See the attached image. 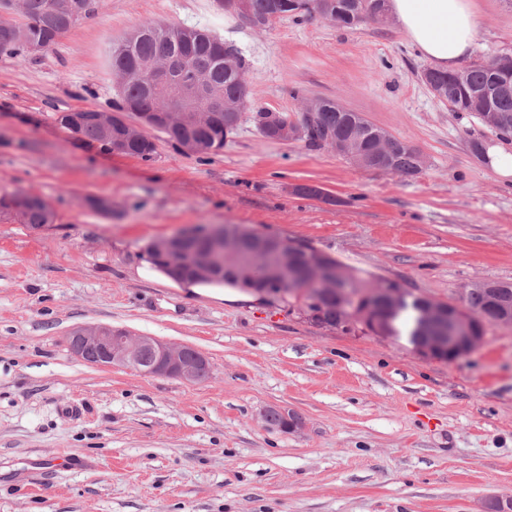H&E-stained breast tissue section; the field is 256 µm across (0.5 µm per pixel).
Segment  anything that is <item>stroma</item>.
<instances>
[{
  "label": "stroma",
  "mask_w": 512,
  "mask_h": 512,
  "mask_svg": "<svg viewBox=\"0 0 512 512\" xmlns=\"http://www.w3.org/2000/svg\"><path fill=\"white\" fill-rule=\"evenodd\" d=\"M472 8L470 59L512 49V5ZM144 24L202 28L245 57L250 112L219 153L157 132L145 161L57 123L110 109L109 47ZM428 65L391 17L256 29L218 0H97L49 52L0 55V195L26 190L56 214L38 230L0 220V512H480L512 496V325L488 324L462 359L426 360L407 338L321 326L296 304L189 297L136 273L156 240L238 224L435 301L512 282V176L469 148L498 138L433 96ZM305 98L408 140L426 169L401 178L259 134L252 112L294 117ZM99 324L199 350L209 376L85 364L67 336ZM270 409L298 414L302 431L268 425ZM62 454L85 467L24 483L29 462Z\"/></svg>",
  "instance_id": "35a3bbf8"
}]
</instances>
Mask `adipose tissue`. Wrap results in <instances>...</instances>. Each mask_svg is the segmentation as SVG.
<instances>
[{
  "mask_svg": "<svg viewBox=\"0 0 512 512\" xmlns=\"http://www.w3.org/2000/svg\"><path fill=\"white\" fill-rule=\"evenodd\" d=\"M389 9L411 43L439 69L459 68L478 34L477 16L466 0H389ZM137 273L163 285H176L190 296L257 304L269 299L268 294L251 290L239 280L175 279L151 254Z\"/></svg>",
  "mask_w": 512,
  "mask_h": 512,
  "instance_id": "obj_1",
  "label": "adipose tissue"
}]
</instances>
